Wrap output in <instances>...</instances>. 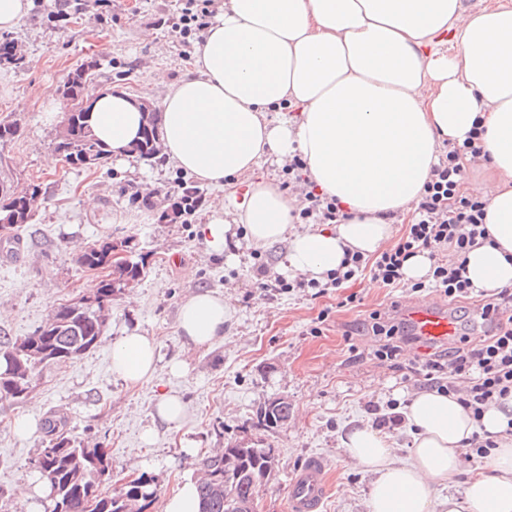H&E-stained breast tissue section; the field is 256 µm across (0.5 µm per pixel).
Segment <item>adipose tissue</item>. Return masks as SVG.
Listing matches in <instances>:
<instances>
[{
  "label": "adipose tissue",
  "mask_w": 512,
  "mask_h": 512,
  "mask_svg": "<svg viewBox=\"0 0 512 512\" xmlns=\"http://www.w3.org/2000/svg\"><path fill=\"white\" fill-rule=\"evenodd\" d=\"M456 53H448V43ZM296 107L298 116L288 115ZM168 161L222 190L201 227L223 250L238 214L257 248L286 243V267L317 280L345 250L374 254L391 238L386 215L421 195L443 141L480 134L488 179L465 182L484 197L489 243L467 255V275L485 290L512 288V6L473 10L464 0H225L189 74L157 107ZM143 114L120 89L96 93L88 124L117 159L129 158ZM301 155L316 191L348 218L297 232L294 198L251 181L265 157ZM229 311L209 291L183 300L186 348L223 337ZM157 346L139 332L111 348L112 369L138 385L156 368ZM408 458L369 424L352 426L342 450L371 477L367 512H512V398L474 421L455 397L425 390L408 406ZM498 446L461 496L438 486L464 468L476 426Z\"/></svg>",
  "instance_id": "adipose-tissue-1"
}]
</instances>
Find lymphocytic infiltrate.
I'll return each instance as SVG.
<instances>
[{"label": "lymphocytic infiltrate", "mask_w": 512, "mask_h": 512, "mask_svg": "<svg viewBox=\"0 0 512 512\" xmlns=\"http://www.w3.org/2000/svg\"><path fill=\"white\" fill-rule=\"evenodd\" d=\"M221 8V0H175L160 26L179 33L185 50L202 41ZM482 148L475 137L463 143L445 142L429 181L415 204L414 216L398 242L380 253L364 256L346 253L336 270L326 276V287L348 288L363 276L385 288L406 283L403 268L412 256L424 252L430 260L426 279L409 284L411 291H430L449 300L468 303L479 300L481 320L490 322V332L471 335L461 328L453 342L430 345L403 366L405 349L418 345L397 314L369 315L368 330L383 337L377 359L403 370L404 380L455 396L473 419H481L485 408L512 396V291L488 293L474 288L466 275L467 255L489 238L485 227V200L467 195L464 179ZM305 162L293 156L286 168V189L300 191L293 215L301 224H338L344 218L336 200L305 189Z\"/></svg>", "instance_id": "obj_1"}]
</instances>
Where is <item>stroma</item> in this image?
<instances>
[{"label":"stroma","mask_w":512,"mask_h":512,"mask_svg":"<svg viewBox=\"0 0 512 512\" xmlns=\"http://www.w3.org/2000/svg\"><path fill=\"white\" fill-rule=\"evenodd\" d=\"M169 7L170 0H112L103 11L85 0L63 18L53 0H40L14 30L0 31V41L12 40L23 56L21 67L0 66V121L20 127L14 140L0 143V183L21 189L34 181L45 196L15 239L0 238V339L32 334L58 304L83 296L88 282H100V273L75 262L85 247L122 242L129 260L146 265L144 276L112 303L107 344L43 369L27 397L0 399V512H27L15 490L34 472L42 446L41 436H15L13 417L31 414L42 421L53 411L65 417L71 435L106 448L112 473L103 492L118 490L132 475L154 476L157 495L145 512H163L182 477L199 473L204 456L257 441L278 459L255 496L257 512H286L288 480L313 455L324 459L332 477L321 512H366L370 478L343 453L341 440L353 425L372 423L374 408L412 398L416 389L373 359L376 337L350 330L394 301L430 302L433 294L392 290L367 278L352 290L332 288L317 296L307 288H257L255 254L278 270L286 263L285 244L255 249L231 214L234 235L227 251L218 252L199 233L205 213L184 223L167 218L168 194L190 181L189 173L135 156L75 169L54 151L64 103L48 101L46 85L62 86L72 70L92 60L95 87L143 95L153 105L191 67L156 24ZM186 267L194 269L193 279L184 278ZM205 290L227 298L229 320L223 339L189 350L179 336L178 307ZM350 292L358 306H343ZM324 310L329 316L320 334L311 335ZM133 330L157 341L160 360L151 380L129 387L112 371L109 344ZM176 358L187 364L180 377L168 368ZM162 391L181 395L186 404L179 426L152 420ZM273 398L287 399L292 416L269 429L259 424L258 413ZM149 427L155 434L146 444L142 434Z\"/></svg>","instance_id":"35a3bbf8"}]
</instances>
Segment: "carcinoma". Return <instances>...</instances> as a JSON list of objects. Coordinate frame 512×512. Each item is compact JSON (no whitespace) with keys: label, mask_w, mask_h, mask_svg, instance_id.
<instances>
[{"label":"carcinoma","mask_w":512,"mask_h":512,"mask_svg":"<svg viewBox=\"0 0 512 512\" xmlns=\"http://www.w3.org/2000/svg\"><path fill=\"white\" fill-rule=\"evenodd\" d=\"M92 69L76 71L71 91L82 93L93 84ZM143 130L133 153L146 161L159 159L160 113L140 107ZM88 113L73 112L68 118L71 133L56 141V152L73 167L89 169L110 158L105 145L97 140L87 124ZM14 210L17 220L0 224V232L11 238V232L30 223L34 211L16 206V200L0 199V209ZM113 243L102 240L76 257L79 267L94 270L108 263ZM143 262L126 264L109 270L90 305L67 301L55 307L54 320L46 322L34 333L20 340L0 342V396L23 398L33 388L37 364L46 366L72 362L94 349L104 336L112 301L129 280L144 274ZM291 407L276 398L260 409V420L267 428L288 422ZM45 445L41 448L36 468L46 480L49 512H143L156 497L154 476L143 472L123 485L115 494H106L101 484L109 476L111 459L105 449L94 443H83L66 430L65 420L57 415L47 418ZM277 464L270 448L233 446L205 457L201 462L203 476L198 484L201 512H255L254 491L268 480Z\"/></svg>","instance_id":"1"}]
</instances>
